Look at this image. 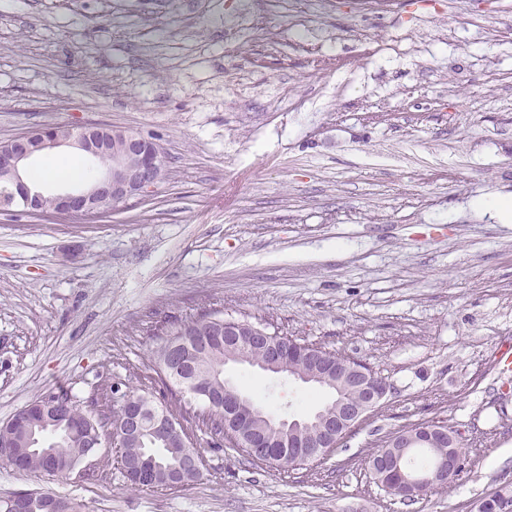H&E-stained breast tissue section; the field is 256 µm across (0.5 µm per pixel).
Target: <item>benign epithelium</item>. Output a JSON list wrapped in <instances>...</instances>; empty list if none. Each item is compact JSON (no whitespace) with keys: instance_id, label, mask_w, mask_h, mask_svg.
Listing matches in <instances>:
<instances>
[{"instance_id":"7a95c632","label":"benign epithelium","mask_w":512,"mask_h":512,"mask_svg":"<svg viewBox=\"0 0 512 512\" xmlns=\"http://www.w3.org/2000/svg\"><path fill=\"white\" fill-rule=\"evenodd\" d=\"M60 147L76 150L88 163L107 154L111 163L94 181L83 182L58 193H45L28 180V163L33 157ZM165 174L164 153L159 144L140 133L97 124L80 128L59 125L36 129L0 146V209L7 211L17 203L23 207V212L32 216L90 220L153 192ZM249 340L265 343L270 358H279V335L261 330L249 337ZM335 388L358 393L361 398L353 402L337 398L336 415L332 418L315 415L314 424L318 431L308 445L298 436V429L303 426L301 420H266V434L249 444L255 455H263L269 440L274 438L285 448V454L293 466L322 461L355 426L378 408L389 392L386 381L378 378L362 362L351 358L347 359L338 372ZM122 404L127 411L129 429L132 431H139L141 419L147 413L151 415L157 433L164 435L174 427L166 413L149 409L141 398L126 396ZM224 412L243 417H260L259 411L238 392L224 397ZM437 438L446 439L452 445L460 440L458 435H452L433 424L420 423L409 432H398L392 436L390 447L384 449L387 457L383 459L382 466L396 473L403 487L425 493L433 484L457 476L461 467L460 458L450 451L448 458L437 460L424 474L413 475L408 471L406 459L409 450L428 448ZM204 466L203 455H183L180 463L167 471L169 484L183 487L188 485L192 478L203 472ZM139 476L146 484L157 481L160 471L154 457L149 455L142 458Z\"/></svg>"}]
</instances>
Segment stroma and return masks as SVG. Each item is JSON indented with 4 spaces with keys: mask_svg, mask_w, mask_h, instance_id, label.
<instances>
[{
    "mask_svg": "<svg viewBox=\"0 0 512 512\" xmlns=\"http://www.w3.org/2000/svg\"><path fill=\"white\" fill-rule=\"evenodd\" d=\"M94 123L155 138L167 175L85 222L0 213V423L49 393L148 378L168 323L208 309L363 361L390 386L317 468L204 448L202 478L132 488L0 463V495L83 512H476L512 485V0H0V143ZM274 416L330 403L230 363ZM463 471L412 506L368 458L420 422Z\"/></svg>",
    "mask_w": 512,
    "mask_h": 512,
    "instance_id": "obj_1",
    "label": "stroma"
}]
</instances>
